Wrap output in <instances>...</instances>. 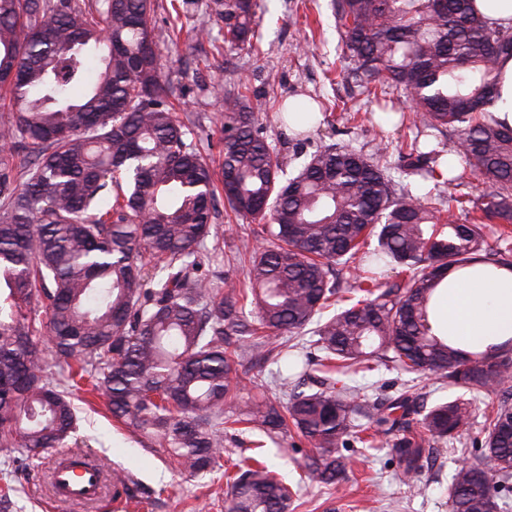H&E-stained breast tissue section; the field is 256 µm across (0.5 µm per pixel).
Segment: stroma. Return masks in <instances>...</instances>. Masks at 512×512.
<instances>
[{
    "label": "stroma",
    "instance_id": "stroma-1",
    "mask_svg": "<svg viewBox=\"0 0 512 512\" xmlns=\"http://www.w3.org/2000/svg\"><path fill=\"white\" fill-rule=\"evenodd\" d=\"M263 6L261 50L217 53L210 40L219 36L223 24L206 9H199L193 24L173 34L176 13L172 0H154L157 24L154 41L163 64L169 97L180 120L212 165L222 162L224 100L211 95L218 83L229 87L246 84L248 95L266 102L262 123L280 161L293 153L287 127L279 121V107L297 94L320 96L326 105L310 133L308 151L336 144L372 156L379 140L388 143V162H396L407 128L387 127L379 131L363 116L367 98L361 87L340 78L348 62L342 57L340 37L329 7L330 0H260ZM305 352L293 349L287 362L255 365L244 360L241 371L254 376L250 397H273L270 380L300 371ZM362 392L383 399L396 390L415 386L433 404L458 397L469 400L475 419L467 443L455 441L436 445L425 460L414 483L399 480L390 447L346 450L347 475L336 488H303L295 512H451L448 486L453 470L461 462H477L476 441L482 440L483 412L497 403L500 392L473 393L443 384L435 374L418 379L387 366L357 376ZM77 432L75 440L42 454L18 472H7V452L0 450V487L11 486L13 512H115L111 493L93 505L63 502L53 498L48 472L65 453L76 450L90 454L105 466L117 465L132 472V498L125 512H224L227 488L220 474L194 478L182 473L168 460L144 448L123 425L113 421L102 392H83L72 398ZM249 435H224V453L237 456L250 451L264 460L287 482H295L298 465L308 451L300 437L289 441L266 440L263 447L250 448Z\"/></svg>",
    "mask_w": 512,
    "mask_h": 512
}]
</instances>
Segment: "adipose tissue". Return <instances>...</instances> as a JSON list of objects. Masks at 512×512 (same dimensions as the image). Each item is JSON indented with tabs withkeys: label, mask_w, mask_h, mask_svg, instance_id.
<instances>
[{
	"label": "adipose tissue",
	"mask_w": 512,
	"mask_h": 512,
	"mask_svg": "<svg viewBox=\"0 0 512 512\" xmlns=\"http://www.w3.org/2000/svg\"><path fill=\"white\" fill-rule=\"evenodd\" d=\"M446 283L437 317L449 335L483 346L512 337V271L492 279L456 271Z\"/></svg>",
	"instance_id": "1"
}]
</instances>
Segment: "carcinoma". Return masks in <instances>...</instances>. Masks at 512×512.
I'll list each match as a JSON object with an SVG mask.
<instances>
[{
    "label": "carcinoma",
    "instance_id": "obj_1",
    "mask_svg": "<svg viewBox=\"0 0 512 512\" xmlns=\"http://www.w3.org/2000/svg\"><path fill=\"white\" fill-rule=\"evenodd\" d=\"M224 51L259 41V0H209ZM348 76L412 137L400 163L334 144L285 177L247 86L224 95V160L214 170L177 119L153 47V0H0V448L37 459L76 430L69 396L103 391L112 418L191 476L223 472L224 512H293L294 487L336 486L342 450L391 442L402 479L432 444L468 431L470 403L427 406L401 390L371 399L348 380L392 364L450 386L492 392L512 376V338L482 350L433 321L451 269L512 271V127L493 114L512 30L490 25L474 0H332ZM97 79L86 81L91 60ZM414 97L406 115L400 94ZM453 131L463 169L429 131ZM30 147L22 169L14 153ZM480 177L475 200L438 188ZM224 208L260 222L236 247L243 281L209 275L224 257L214 232ZM404 277L391 281L388 269ZM253 311L246 312V305ZM45 319H40L37 309ZM319 355L283 398L245 401L237 373L251 356L288 359L304 332ZM69 371L57 379L46 351ZM311 445L292 485L265 462L224 469V428ZM481 460L448 487L452 512H512V394L485 414ZM112 497L131 475H103Z\"/></svg>",
    "mask_w": 512,
    "mask_h": 512
}]
</instances>
